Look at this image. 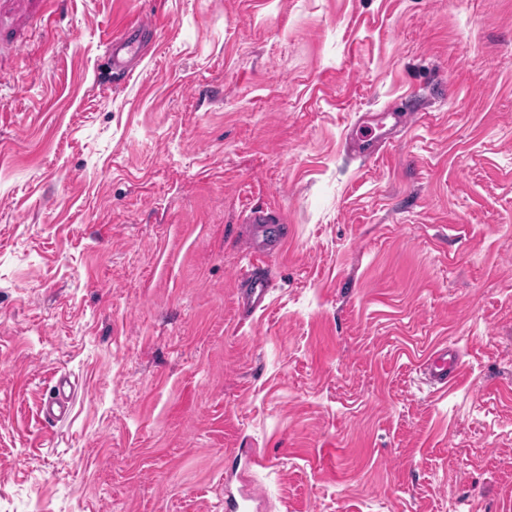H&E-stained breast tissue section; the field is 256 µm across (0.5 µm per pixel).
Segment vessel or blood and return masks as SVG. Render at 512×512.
Here are the masks:
<instances>
[{
	"label": "vessel or blood",
	"mask_w": 512,
	"mask_h": 512,
	"mask_svg": "<svg viewBox=\"0 0 512 512\" xmlns=\"http://www.w3.org/2000/svg\"><path fill=\"white\" fill-rule=\"evenodd\" d=\"M158 29V19L149 11L140 13L133 21L111 36L106 44L111 77L126 79L136 69L142 56L145 39ZM248 221L255 226L254 234L244 242V250L250 256H268L279 252L283 237L275 232V225L285 223L284 214L277 209L266 208L251 211ZM274 294V279L270 268L253 267L247 270L243 286L238 290V304L248 311L267 308ZM425 369L429 381L437 389L456 384L461 375V363L457 358L440 350L427 359ZM73 392L69 381H60L56 394L44 405L43 412L52 422L67 418Z\"/></svg>",
	"instance_id": "1"
}]
</instances>
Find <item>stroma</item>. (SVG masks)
Returning <instances> with one entry per match:
<instances>
[{"instance_id": "35a3bbf8", "label": "stroma", "mask_w": 512, "mask_h": 512, "mask_svg": "<svg viewBox=\"0 0 512 512\" xmlns=\"http://www.w3.org/2000/svg\"><path fill=\"white\" fill-rule=\"evenodd\" d=\"M251 452L260 512H512V0H0V512H224ZM158 29V19L149 11L141 12L133 21L107 40L106 53L112 77L122 81L139 65L145 39ZM248 224L255 225V233L244 241V250L249 256H268L279 252L283 236L272 231L270 224H287L279 209L266 208L251 211ZM274 279L269 267L247 270L243 287L238 290V305L250 312L268 307L274 294ZM425 369L429 382L437 390L448 389L460 380L461 363L456 357L448 358V350H440L430 355ZM55 387V397L50 398L47 405L44 403L43 413L57 423L65 420L69 414L74 387L68 380L60 381Z\"/></svg>"}]
</instances>
